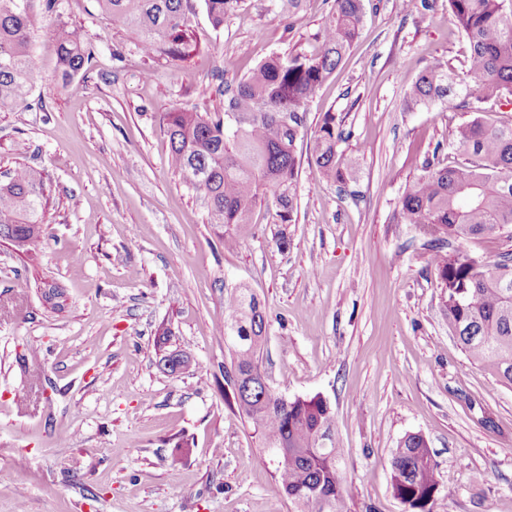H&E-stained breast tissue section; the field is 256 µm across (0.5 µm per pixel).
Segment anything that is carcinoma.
Returning <instances> with one entry per match:
<instances>
[{"mask_svg": "<svg viewBox=\"0 0 512 512\" xmlns=\"http://www.w3.org/2000/svg\"><path fill=\"white\" fill-rule=\"evenodd\" d=\"M95 2L106 26L131 31L145 55L189 56L191 0ZM240 2L204 0L216 27ZM37 3L50 12L56 0H0V112L27 103ZM448 12L469 42L472 83H461L436 58L412 82L405 105L440 103L475 117L458 125L448 143H437L423 156L400 212L432 248L430 265L445 288L449 331L472 363L512 388V252L491 262L461 249L445 251L453 240L512 235V124L494 125L482 118V104L512 95V0H448ZM362 17L363 0H334L318 54L269 57L222 91L221 112L165 113L169 166L224 230V248L240 244L254 224L256 208L269 199L277 223H292L300 167L297 141L306 128L308 104L358 37ZM56 40L60 78L66 84L88 69L93 54L74 28H59ZM346 139L336 113H323L310 158L326 180L340 185L351 171L338 151ZM43 200L40 172L16 166L0 182V240L20 254H31L46 235ZM267 329L265 308L252 289L226 291L223 335L230 364L224 366V403L253 424L295 512H349L354 489L341 470L332 408L319 395L288 399L270 385L260 362ZM168 337L163 330L158 351L176 365L190 352L166 349ZM390 467L391 491L405 512H432L442 486L427 439L405 435Z\"/></svg>", "mask_w": 512, "mask_h": 512, "instance_id": "1", "label": "carcinoma"}]
</instances>
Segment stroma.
I'll return each instance as SVG.
<instances>
[{
    "label": "stroma",
    "mask_w": 512,
    "mask_h": 512,
    "mask_svg": "<svg viewBox=\"0 0 512 512\" xmlns=\"http://www.w3.org/2000/svg\"><path fill=\"white\" fill-rule=\"evenodd\" d=\"M192 3L200 50L178 60L145 57L94 0H56L32 34L28 104L0 113V181L22 163L48 195L35 259L0 241V512H294L252 423L224 403L230 357L217 326L226 289L242 284L268 314L273 387L331 404L358 490L351 512H404L390 459L417 432L444 487L433 512H512V389L449 332L430 251L399 214L420 159L470 117L404 108L433 59L469 78L447 0L427 11L364 0L361 33L309 104L304 133L323 113L342 118L352 181L338 189L301 160L292 223L262 204L232 250L169 168L162 117L220 111L217 86L270 55L316 54L331 2L242 0L218 28ZM63 26L94 54L66 87ZM47 282L63 289L62 310L45 301ZM163 327L170 347L191 352L182 374L159 366Z\"/></svg>",
    "instance_id": "35a3bbf8"
}]
</instances>
